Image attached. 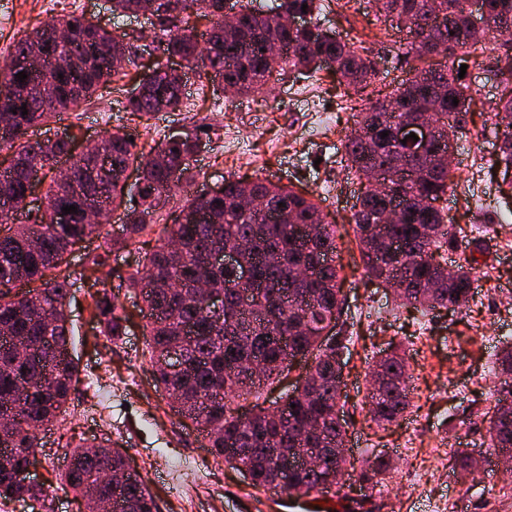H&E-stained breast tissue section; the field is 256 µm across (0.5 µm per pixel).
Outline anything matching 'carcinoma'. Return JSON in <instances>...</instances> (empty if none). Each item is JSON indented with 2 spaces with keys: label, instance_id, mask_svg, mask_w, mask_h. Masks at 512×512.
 <instances>
[{
  "label": "carcinoma",
  "instance_id": "cac0c4a2",
  "mask_svg": "<svg viewBox=\"0 0 512 512\" xmlns=\"http://www.w3.org/2000/svg\"><path fill=\"white\" fill-rule=\"evenodd\" d=\"M153 1L159 17L153 41L161 56L182 60L200 77H221L238 95L261 94L290 72H317L322 57L335 62L339 84L356 95L380 80L373 59L353 40L318 22L312 24L314 40L310 30H290L248 2L230 27L224 25L225 0H110L112 15L134 16ZM483 3L493 24L512 25V0ZM375 6L419 38L408 42V53L422 66L384 97L366 98L342 158L369 185L391 161L397 124L432 112L439 137L426 152L409 156L406 168L413 177L401 196L368 189L358 199L351 223L361 260L369 277L393 287L401 306L423 313L461 309L470 299L473 272L470 265L450 277L441 271L457 237L437 206L454 184L440 154L463 128L473 101L470 86L458 77L460 67L482 64L485 41L453 44L452 33L469 24V0H375ZM277 9L281 15L310 16L321 4L279 0ZM202 20L207 27L199 35L196 24ZM58 24L68 32L60 41L42 26L20 33L9 66L0 71V500L49 495L45 485L24 483L16 473L36 462L37 431L66 411L79 376L66 307L85 273L71 271L67 257L86 239L104 236L103 251L87 261L86 270L94 273L112 252L154 229L159 244L141 256L127 287L144 303L154 385L171 409L206 436L215 457L249 469L258 489L316 495L338 471L367 488L381 484L394 470L390 457L375 454L355 462L336 454L347 434L336 401L346 348V337L336 331L344 305L336 225L325 221L312 194L258 176L228 178L207 198L185 196L174 222L162 223L164 205L195 181L190 160L206 146L196 129L173 132L147 153L134 149L130 133L108 131L98 147L104 165L97 154H71L70 138L41 139L52 119L91 100L115 77L134 74L124 105L134 115L179 112L183 103L178 80L158 65L145 67L133 42L82 15ZM271 41L281 45L274 56L263 52ZM35 56L45 63L39 73L32 71ZM20 72L27 78L18 80ZM497 128L495 150L504 176L512 171V96L502 102ZM64 157L71 165L67 181L54 174ZM128 171L137 173L131 185ZM38 173L50 176L45 205L19 224L18 207ZM245 196L265 201L268 210L246 208ZM70 205L93 208L100 220L59 223L57 209ZM390 207L400 208V220L383 224ZM118 208L122 233L103 232ZM238 245L244 246L241 262L251 269L255 289L247 310L239 304L237 268L206 265L211 252ZM200 282L224 295V309L204 305L197 294ZM20 284L33 285L24 299L12 294ZM92 298L101 332L125 335L126 316L116 313L112 294L97 291ZM172 351L180 356L177 368L164 362ZM298 358L310 361L305 384L285 393L281 414H274L260 402L261 390L286 378ZM372 369L380 384L369 388L368 415L377 424L394 422L411 403L409 359L396 346ZM494 376L502 398L486 420L487 447L496 457H512L511 344L496 358ZM304 448L321 450L320 467L283 472V461L297 459ZM128 467L118 449L99 456L82 446L69 455L63 479L77 496L94 489L100 501H112L121 512H158L140 475H122Z\"/></svg>",
  "mask_w": 512,
  "mask_h": 512
}]
</instances>
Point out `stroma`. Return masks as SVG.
<instances>
[{
	"mask_svg": "<svg viewBox=\"0 0 512 512\" xmlns=\"http://www.w3.org/2000/svg\"><path fill=\"white\" fill-rule=\"evenodd\" d=\"M13 19L0 27V54H10L20 31L71 13L108 24L105 0H12ZM324 27L365 45L398 84L412 72L402 33L375 17L369 0H322ZM464 80L474 95L467 123L453 144L457 186L448 191L445 212L457 228L458 246L449 265L477 255V287L460 310L420 313L395 308L388 290L367 278L349 224L351 209L364 189L341 161L342 144L353 126L351 102L327 71L291 73L272 92L225 96L215 83L190 76L182 111L162 112L150 124L125 112L127 85L117 81L89 105L82 119L64 114L50 122L60 132L80 121V142L101 138L106 128L136 134L147 152L170 131L199 126L210 141L192 160L197 188L217 186L227 178L259 176L313 193L342 237L340 263L346 295L342 330L349 342L342 400L352 458L387 453L396 469L370 493L355 485L320 494L333 512H512V476L494 466L478 475H462L457 449L472 455L487 451L484 413L498 394L492 388V363L512 341V199L498 191L492 116L512 85L494 68L467 70ZM235 138L236 158L224 153L225 138ZM140 255L135 249L111 255L96 274V286L76 283L69 314L75 330L74 355L79 380L71 392L64 421L39 431L35 479L50 484L45 502L0 500V512H80L81 503L64 483L63 458L78 445L104 443L121 449L154 495L159 512H278L273 490L254 488L238 470L215 457L191 424L183 423L156 392L146 348L143 303L127 288L125 277ZM107 289L127 317V333L112 339L90 316L92 288ZM400 342L411 357L412 406L382 430L367 421L363 403L372 362L389 343Z\"/></svg>",
	"mask_w": 512,
	"mask_h": 512,
	"instance_id": "stroma-1",
	"label": "stroma"
}]
</instances>
